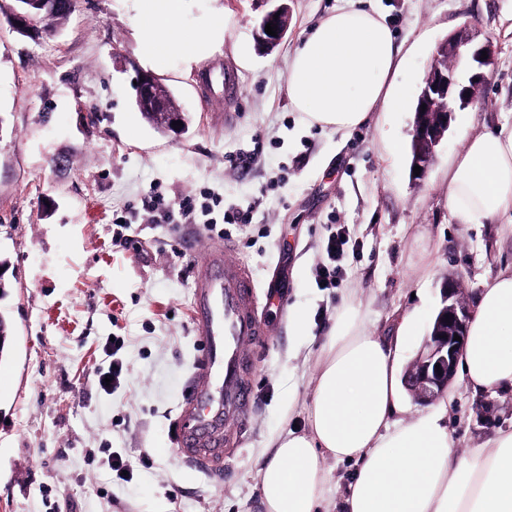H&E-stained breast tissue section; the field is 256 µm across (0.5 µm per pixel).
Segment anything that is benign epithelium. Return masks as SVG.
Wrapping results in <instances>:
<instances>
[{"instance_id":"1","label":"benign epithelium","mask_w":512,"mask_h":512,"mask_svg":"<svg viewBox=\"0 0 512 512\" xmlns=\"http://www.w3.org/2000/svg\"><path fill=\"white\" fill-rule=\"evenodd\" d=\"M37 15L27 11H14L13 28L27 34L36 33ZM288 7L281 3L267 12L257 31L260 46L271 48L282 40L288 30ZM277 25V35L265 32L267 23ZM487 59H481L482 52ZM436 61L428 72L417 105H426L443 117V126L429 124L427 113L419 112L410 134L417 146L416 165L426 170L431 164L436 147L448 131L454 112L475 102L486 82L485 69L493 64L495 51L492 41L481 36L470 22H465L441 42L436 49ZM154 113L167 132L174 131L172 122L181 115L170 109L162 100H155ZM441 308L428 336L416 357L404 373L405 385L413 399L420 404H430L448 391L456 372L463 338L470 320V307L458 279L449 277L442 286ZM460 336L455 340L454 336ZM440 369H435V365Z\"/></svg>"}]
</instances>
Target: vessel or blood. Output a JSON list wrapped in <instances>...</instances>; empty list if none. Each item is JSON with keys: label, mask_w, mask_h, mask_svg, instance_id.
Segmentation results:
<instances>
[{"label": "vessel or blood", "mask_w": 512, "mask_h": 512, "mask_svg": "<svg viewBox=\"0 0 512 512\" xmlns=\"http://www.w3.org/2000/svg\"><path fill=\"white\" fill-rule=\"evenodd\" d=\"M234 251L225 241L197 264L193 307L200 346L171 431L175 456L210 476L224 467L226 429L241 425L251 408L245 347L265 334L253 277Z\"/></svg>", "instance_id": "obj_1"}]
</instances>
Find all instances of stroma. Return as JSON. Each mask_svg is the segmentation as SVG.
<instances>
[{"label": "stroma", "mask_w": 512, "mask_h": 512, "mask_svg": "<svg viewBox=\"0 0 512 512\" xmlns=\"http://www.w3.org/2000/svg\"><path fill=\"white\" fill-rule=\"evenodd\" d=\"M341 4L287 0L288 33L265 52L255 32L271 0H182L181 27L227 26L222 45L188 68L143 60L135 0H77L61 29L38 38L16 33L14 0H0V512H261L258 460L274 436L306 431L321 347L344 302L375 335H392L411 312L425 334L448 275L472 303L512 266V223L458 224L445 201L448 156L464 136L512 125V0H362L401 47L405 102L347 134L309 122L287 94L293 48ZM467 21L491 38L495 64L417 176L390 146L409 142L436 48ZM141 71L173 91L190 116L185 132L161 135L142 119ZM253 148L249 169L230 168L229 155ZM203 188L256 206L254 224L232 234L236 256L259 292L281 281L288 298L287 316L253 350L254 411L226 432L213 480L176 461L169 424L200 346L193 267L220 238L135 224L134 247L112 241L113 210L156 189L178 200ZM340 228L346 276L324 290L315 269ZM113 336L125 339L127 372L107 394L98 370ZM448 424L458 451L476 447L512 429V395L457 390ZM108 448L131 481L112 473Z\"/></svg>", "instance_id": "stroma-1"}]
</instances>
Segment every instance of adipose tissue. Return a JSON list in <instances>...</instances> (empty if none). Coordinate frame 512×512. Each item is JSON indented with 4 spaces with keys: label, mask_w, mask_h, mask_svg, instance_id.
Masks as SVG:
<instances>
[{
    "label": "adipose tissue",
    "mask_w": 512,
    "mask_h": 512,
    "mask_svg": "<svg viewBox=\"0 0 512 512\" xmlns=\"http://www.w3.org/2000/svg\"><path fill=\"white\" fill-rule=\"evenodd\" d=\"M349 0L294 49L291 106L337 132L363 124L394 94L401 48L381 15ZM182 0H138L136 31L151 59L202 60L226 33L207 39L177 23ZM448 208L459 224H492L512 212V128L469 136L448 159ZM418 335L404 316L394 340L374 335L343 305L321 352L305 433L273 439L259 461L263 512H512V431L458 454L444 410L399 416L400 349ZM473 393L512 392V269L478 294L459 362ZM354 463L346 493L333 499L328 461Z\"/></svg>",
    "instance_id": "ef3b65f1"
}]
</instances>
